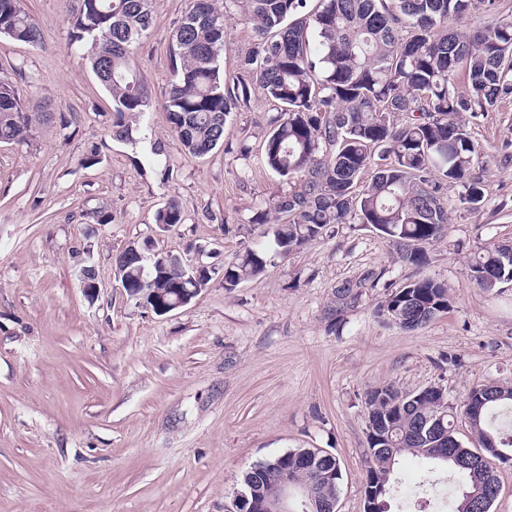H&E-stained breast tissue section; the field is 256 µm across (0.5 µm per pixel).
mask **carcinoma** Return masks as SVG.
Masks as SVG:
<instances>
[{
	"label": "carcinoma",
	"mask_w": 512,
	"mask_h": 512,
	"mask_svg": "<svg viewBox=\"0 0 512 512\" xmlns=\"http://www.w3.org/2000/svg\"><path fill=\"white\" fill-rule=\"evenodd\" d=\"M240 7L256 35L239 59L238 72L221 73L224 16L214 0H193L170 46L171 79L164 92L166 119L184 151L202 156L224 143L227 117L250 90L277 103L280 116L264 137L265 166L291 183V189L258 210L253 224L271 223L277 213L275 248L247 247L224 269L232 290L261 275L272 256L286 257L318 240L334 224L356 221L373 228L412 265L427 260V245L440 240L449 222L448 187L459 188V202L476 207L483 181L473 175L482 154L459 115L487 112L512 96V21L483 29H450L475 4L492 0H227ZM152 24L150 0H80L70 24L69 45H91V68L112 98V136L135 143L133 128L151 111L153 93L135 62L140 36ZM0 37L37 45L42 30L22 0H0ZM464 90H459V82ZM408 114L397 125L392 117ZM51 118L25 107L17 84L0 76V143H20L32 128ZM373 170L369 186L358 182ZM183 221L178 202L156 214L167 230ZM139 248L115 257L127 287L150 295L142 306L173 301L186 288L205 287L210 271L189 280L185 260L159 254L149 263ZM475 283L492 291L512 282V242L479 252L470 264ZM361 296V284L344 283L333 321ZM448 285L433 278L413 281L382 300L376 314L389 321L426 324L448 312ZM371 464L365 498L386 500L394 482L396 458L404 451L424 461H441L465 479L455 512H490L499 494L494 461L512 457V426L500 418L512 413V385L472 389L460 409L480 450L455 436L448 403L430 386L402 394L391 386L366 397ZM308 448L288 451V472L301 488L313 484L319 503L337 500L339 462L315 449L318 468L333 475L314 480L303 462ZM282 460L275 455L251 467L244 483L267 487Z\"/></svg>",
	"instance_id": "1"
}]
</instances>
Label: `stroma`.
I'll return each mask as SVG.
<instances>
[{"label": "stroma", "mask_w": 512, "mask_h": 512, "mask_svg": "<svg viewBox=\"0 0 512 512\" xmlns=\"http://www.w3.org/2000/svg\"><path fill=\"white\" fill-rule=\"evenodd\" d=\"M191 5L151 0L136 58L157 99L134 145L113 139L112 99L69 45L78 0H23L41 43L0 38V74L52 115L26 142L0 143V512H224L247 470L296 448L334 455L337 512H364L371 390L437 386L455 407L473 388L512 383V283L488 292L469 271L482 249L512 241V99L462 114L487 161L484 200L471 211L449 189L448 232L424 266L402 263L370 227L339 224L228 291L222 272L245 247H274L250 218L289 189L261 157L279 107L253 94L223 145L183 150L161 97ZM224 31L231 76L254 33L235 6ZM170 199L183 222L163 231L156 213ZM133 242L215 275L189 305L155 314L116 279L114 258ZM422 277L447 283V313L414 332L378 317L388 293ZM346 280L362 282V297L334 322L327 309ZM395 474L390 512L417 482L449 476L409 454Z\"/></svg>", "instance_id": "35a3bbf8"}]
</instances>
